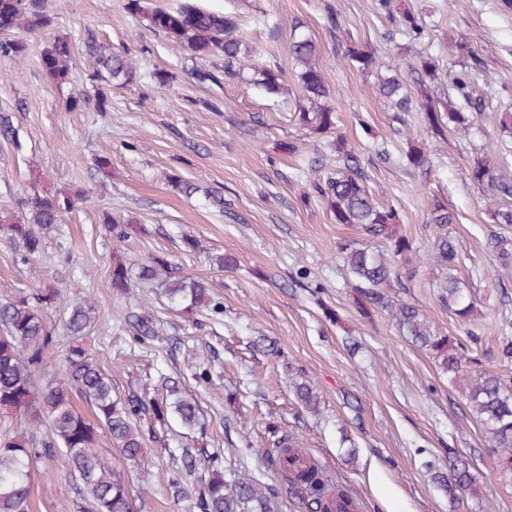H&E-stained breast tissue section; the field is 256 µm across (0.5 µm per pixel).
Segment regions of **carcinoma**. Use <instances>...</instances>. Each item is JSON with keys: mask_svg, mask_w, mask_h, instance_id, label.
Masks as SVG:
<instances>
[{"mask_svg": "<svg viewBox=\"0 0 512 512\" xmlns=\"http://www.w3.org/2000/svg\"><path fill=\"white\" fill-rule=\"evenodd\" d=\"M129 12L148 21V27L161 33L183 50L202 60H215L213 68L197 67L190 72L199 84L219 83V73L239 76L253 71L256 84L273 99L288 105L285 71L258 62L252 48L238 37V25L230 14L208 10L197 0H180L172 8L152 7L149 0H128ZM51 25L41 0H0V57L20 59L27 43L18 36L20 29L35 31ZM100 68L89 75L95 82L127 81L133 76L132 63L122 54L104 52L90 46ZM317 44L306 34L292 38L290 56L296 68L301 96L298 122L310 134L336 135L339 166L336 171L313 182V190L326 199L338 224H357L370 241L383 244L373 249L368 244L348 243L341 248V258L350 276L349 287L355 294L356 310L367 321L388 311L399 333L411 343L430 352L448 383L466 397L471 413L483 426L492 442L491 451L497 467L512 473V376L507 377L480 369L478 344L482 340L479 311L467 294V285L456 275L457 249L448 236L436 240L429 260L445 276L438 280V301L453 314L463 328V335L441 334L426 312L410 303L399 302L387 287L395 275L392 258L412 250L408 238L396 231L399 223L395 208L377 203L364 184V172L354 153L344 149V138L336 133L337 120L328 103L329 90L316 63ZM345 56L361 70L378 66L377 58L357 46L349 47ZM71 43L64 39L51 42L41 54L45 73L58 83L70 80ZM476 73L462 68L453 74L451 89L463 104L434 97L419 78L411 88L402 76L378 80L377 91L401 112L418 108L424 112L429 127L436 131L448 128L467 132L482 111L483 99L473 102L471 84ZM0 142L22 148L13 115L0 111ZM472 179L491 182L495 195L512 198V182L494 180L485 165H477ZM86 192H48L32 183L24 217L10 223L11 238L19 244L17 261L26 263L45 253L46 234L61 224V217ZM111 285L117 291L131 288L132 280L141 283L161 282L172 308L195 311L216 317L223 313L222 304L202 280L179 275L165 256H154L141 264L137 274L122 259L113 262ZM61 301L54 287L0 303V416L28 415L33 429L0 437V512H31L32 477L39 465L62 459L67 472L76 481L80 499L89 512H131L129 491L123 471L97 448L100 429L107 430L112 443L127 465L148 472L143 455V438L138 419L151 416L165 425L170 418L193 430L199 424L198 408L182 394L177 382H165L166 394L146 401L138 394L125 399L112 397V379L104 373L88 344L95 322L94 306L89 299L66 304L62 332H55L43 319L42 310ZM65 358V375L41 380V375L55 351ZM290 386L300 405L308 412L319 411L321 396L306 371L288 374ZM89 406V420L76 409V401ZM448 473L432 474L437 487L451 498L467 495L487 499L486 486L469 467L451 464ZM203 470L207 476L197 499L199 512H275L272 489L245 477L228 481L220 467L217 453L206 456ZM282 479L294 492L303 495L308 512H330L328 493L350 502L353 492L345 485L333 483L324 466H305L292 472L281 471Z\"/></svg>", "mask_w": 512, "mask_h": 512, "instance_id": "obj_1", "label": "carcinoma"}]
</instances>
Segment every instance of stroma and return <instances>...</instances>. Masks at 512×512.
<instances>
[{
  "mask_svg": "<svg viewBox=\"0 0 512 512\" xmlns=\"http://www.w3.org/2000/svg\"><path fill=\"white\" fill-rule=\"evenodd\" d=\"M127 2L43 0L52 25L24 33L23 59L0 57V109L14 112L22 142L18 151L0 145V213L20 216L36 176L51 191H91L64 216L60 232L50 233L47 254L28 263L17 262L18 246L0 223V301L47 286L68 300L91 298L93 355L116 394L150 393L168 377L196 401L203 430L142 420L150 475L125 471L134 512H199V472L184 474L179 495L169 477L183 449L205 447L220 450L226 479L252 474L274 489L279 512H306L265 456L273 425L348 485L361 512H482L472 498L452 504L431 480L432 470H447L452 450L487 483L493 512H512V474L497 470L482 425L432 355L400 336L390 315L368 322L355 310L339 247L360 232L336 223L327 201L312 194L307 161L336 152L331 139L299 127L296 75L288 77L285 107L236 77L198 85L185 72L199 59L130 14ZM201 3L235 16L260 60L289 71L293 28L311 35L338 131L359 155L374 199L397 209V231L413 247L396 260L397 299L421 306L440 332L460 335L455 316L434 297L438 272L427 258L435 239L448 235L460 255L458 275L483 315L482 368L504 373L498 342L512 322V276L502 274L492 242L503 240L512 251V224L496 223L493 212L512 209V199L493 197L471 173L482 163L512 179V135L501 128L512 116V10L502 0H391L386 13L376 0ZM331 11L339 27H329ZM407 11L423 29L420 39L397 31L394 20ZM57 38L73 47L64 84L41 66L43 49ZM92 44L127 54L134 76L120 86L88 81L96 68ZM352 44L375 52L380 74L346 59ZM463 46L487 75L475 94L493 98L468 134L438 133L421 113L396 111L376 93L378 75L413 79L426 53L438 63L431 88L447 95L448 70ZM165 70L180 79L159 86L155 74ZM75 95L86 99L85 108L68 109ZM101 95L109 100L103 112L95 107ZM204 98L221 100V110L204 109ZM277 141L294 143L295 153H270ZM414 147L428 158L423 168L406 161ZM101 156L110 159L108 170L97 169ZM175 176L197 193L178 191ZM211 192L223 195V209L210 204ZM438 203L455 214L453 224H432ZM108 216L128 225L126 241L112 240ZM188 238L196 250L186 249ZM154 255L209 283L224 303L221 325L200 326L195 316L170 310L157 284L129 295L112 289L115 257L137 265ZM219 255L234 257V268H218ZM328 307L338 321L326 319ZM143 313L152 316L155 334L139 341L133 321ZM194 362L207 366L209 381L193 377ZM297 368L316 384L318 413L306 412L288 386V372ZM66 471L60 461L50 476L35 475L32 512H83Z\"/></svg>",
  "mask_w": 512,
  "mask_h": 512,
  "instance_id": "obj_1",
  "label": "stroma"
}]
</instances>
